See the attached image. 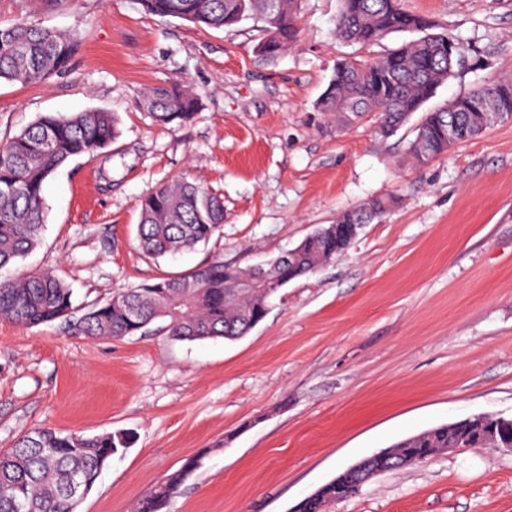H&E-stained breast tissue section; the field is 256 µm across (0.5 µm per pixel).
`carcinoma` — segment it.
<instances>
[{"label": "carcinoma", "mask_w": 512, "mask_h": 512, "mask_svg": "<svg viewBox=\"0 0 512 512\" xmlns=\"http://www.w3.org/2000/svg\"><path fill=\"white\" fill-rule=\"evenodd\" d=\"M299 0H139L153 16L174 17L196 26L222 29L254 18L265 35L256 46L259 55L274 58L297 38ZM337 35L363 47L373 46L396 32L419 37L370 59L355 57L336 65L318 107L343 117L372 116L377 130L388 135L402 127L435 96L454 74L463 48L452 34L435 31L424 15L411 13L402 0H340ZM81 34L63 32L26 22L0 23V81L37 84L64 72ZM145 111L164 124H183L199 112V98L187 86L173 83L146 89ZM512 119V83L477 87L443 107L422 115L414 127L409 154L418 167L448 152L447 126H458L464 143L488 129L485 117ZM117 136L112 112L47 113L0 144V268L15 264L40 242L44 221V185L57 169L74 157L93 156ZM389 202L371 204L343 213L336 225L320 227L299 249L261 266H227L211 260L189 272L171 275L142 287L119 291L108 301L77 315L73 292L50 273L23 270L0 281V317L18 325L37 326L57 320L90 337L122 338L159 329L175 340L238 339L248 334L267 314L269 299L292 280L312 272L342 253L351 243L336 226L369 224L381 219ZM224 223V201L187 180L165 185L141 201L137 228L139 247L159 258L207 243ZM250 277L263 284L244 290L240 280ZM484 424L457 423L410 436L386 449L382 461L369 462L381 473L417 466L448 446L484 448L487 428L497 425L498 448L512 444V426L500 416L485 415ZM127 447L121 434L86 436L53 428H39L0 450V512H76L75 485L93 487L112 456ZM198 462L189 458L154 491L139 500L133 512H165L170 500L193 475ZM362 484L349 471L323 485V492L298 504L300 512H329V505L356 495Z\"/></svg>", "instance_id": "obj_1"}]
</instances>
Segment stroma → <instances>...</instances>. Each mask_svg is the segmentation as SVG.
<instances>
[{
  "mask_svg": "<svg viewBox=\"0 0 512 512\" xmlns=\"http://www.w3.org/2000/svg\"><path fill=\"white\" fill-rule=\"evenodd\" d=\"M448 29L464 63L428 108L512 80V0H405ZM338 0H301L296 44L256 52L261 22L224 29L146 14L139 0H0V23L79 31L69 70L0 82V142L44 113L104 110L118 137L44 186L45 226L25 258L73 290L78 309L212 259L247 268L374 200L381 220L281 288L246 336L179 341L161 331L76 334L0 319V449L53 427L123 433L77 512H131L189 458L167 512H291L338 474L405 438L478 414L512 417V121L424 167L412 124L376 131L318 109L338 62L365 48L336 35ZM178 82L202 102L156 122L144 89ZM188 180L224 200L209 243L158 260L138 248L140 202ZM332 512H512V453L436 455L377 475Z\"/></svg>",
  "mask_w": 512,
  "mask_h": 512,
  "instance_id": "1",
  "label": "stroma"
}]
</instances>
